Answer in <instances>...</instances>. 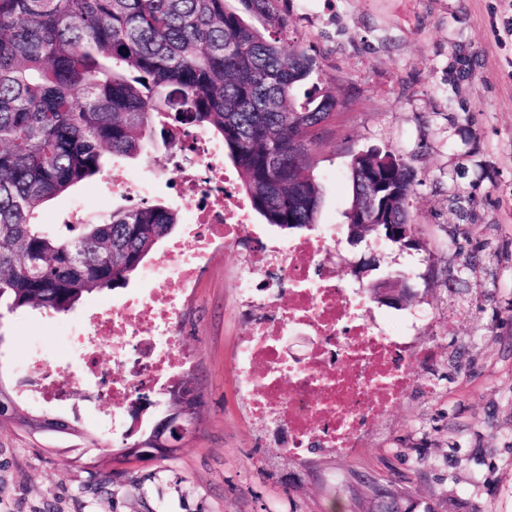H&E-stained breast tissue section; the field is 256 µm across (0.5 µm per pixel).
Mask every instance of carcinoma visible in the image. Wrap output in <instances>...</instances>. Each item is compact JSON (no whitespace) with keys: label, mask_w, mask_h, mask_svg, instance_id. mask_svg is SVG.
Wrapping results in <instances>:
<instances>
[{"label":"carcinoma","mask_w":512,"mask_h":512,"mask_svg":"<svg viewBox=\"0 0 512 512\" xmlns=\"http://www.w3.org/2000/svg\"><path fill=\"white\" fill-rule=\"evenodd\" d=\"M0 0V307L67 313L118 288L179 224L162 204L116 209L67 224L37 222L39 208L106 171V157H146L155 139L191 127L224 144L251 209L283 229L316 224L321 200L306 161L340 106L296 90L316 68L288 51L278 0ZM264 21V31L243 15ZM402 193L366 236L414 229V175L391 152L373 155ZM367 157L352 156L347 223L365 204ZM0 422L77 436L78 422L33 412L0 384ZM156 426L132 448H156Z\"/></svg>","instance_id":"carcinoma-1"}]
</instances>
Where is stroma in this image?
I'll list each match as a JSON object with an SVG mask.
<instances>
[{
	"label": "stroma",
	"mask_w": 512,
	"mask_h": 512,
	"mask_svg": "<svg viewBox=\"0 0 512 512\" xmlns=\"http://www.w3.org/2000/svg\"><path fill=\"white\" fill-rule=\"evenodd\" d=\"M288 42L319 69L299 91L339 98L309 162L321 186L318 224L345 228L353 154L400 156L415 175L409 213L419 247L340 237L328 260L368 284L407 276L410 308L432 311L436 392L416 391L374 424L351 458L305 463L243 414L231 359L246 326L230 313L236 252L217 250L186 304L183 344L201 386L198 431L172 460L111 473L117 438L103 420L85 437L0 425V512H512V0H284ZM181 155L155 142L149 157L113 158L128 193L94 177L47 202L60 224L147 202L187 219L175 183ZM103 290L72 311L0 316V380L15 384L33 348L60 373L82 358V322L123 296ZM95 463L96 476L86 466Z\"/></svg>",
	"instance_id": "35a3bbf8"
}]
</instances>
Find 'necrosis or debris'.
I'll return each mask as SVG.
<instances>
[{
	"instance_id": "necrosis-or-debris-1",
	"label": "necrosis or debris",
	"mask_w": 512,
	"mask_h": 512,
	"mask_svg": "<svg viewBox=\"0 0 512 512\" xmlns=\"http://www.w3.org/2000/svg\"><path fill=\"white\" fill-rule=\"evenodd\" d=\"M181 143L192 157L177 176L180 192L192 202L183 238L146 272V289L81 325L90 348L75 372L62 378L43 364L23 369V390L45 401L74 400L78 416L112 402L113 432L128 433L142 394L171 384L187 363L180 336L186 289L217 244H245L249 258L235 288L238 313L249 328L232 366L249 418L274 430L295 456H354L371 424L414 389H431L424 375L411 371L435 356L433 344L418 336L430 311L392 323L378 317L365 289L323 259L336 239L335 225L309 237L267 238L250 222L247 202L224 167L222 143L195 129ZM300 333L311 336L312 345L302 354L288 353L289 339ZM101 341L112 352L109 374L95 349Z\"/></svg>"
}]
</instances>
